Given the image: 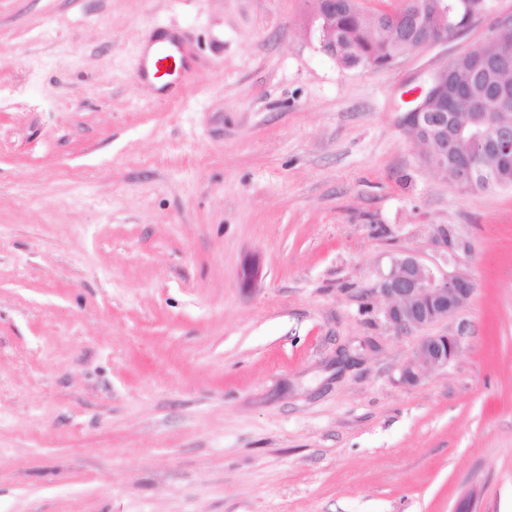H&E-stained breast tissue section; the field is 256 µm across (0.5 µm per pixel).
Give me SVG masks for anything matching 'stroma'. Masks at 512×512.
Here are the masks:
<instances>
[{
  "mask_svg": "<svg viewBox=\"0 0 512 512\" xmlns=\"http://www.w3.org/2000/svg\"><path fill=\"white\" fill-rule=\"evenodd\" d=\"M491 5L371 69L316 0H0V512H512V186L402 123ZM408 251L475 290L406 335L374 290ZM496 175L491 169L486 170L483 163L476 160L471 166L459 173L456 178V183H468L475 185L476 183L484 182L485 184L498 183L499 180L495 178ZM457 336L460 334L422 336L416 347L413 361L402 369V382L407 385H416L420 382L424 371L446 367L458 354Z\"/></svg>",
  "mask_w": 512,
  "mask_h": 512,
  "instance_id": "stroma-1",
  "label": "stroma"
}]
</instances>
